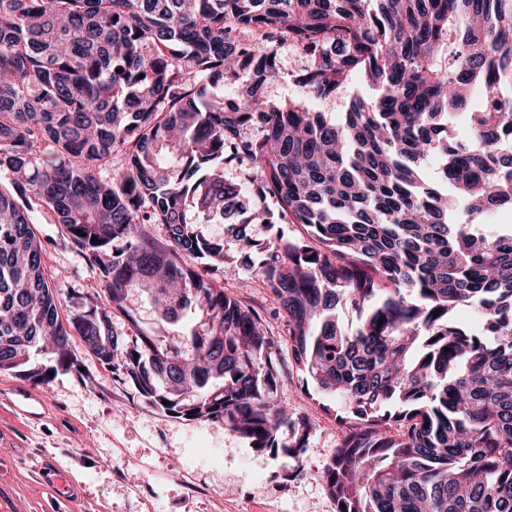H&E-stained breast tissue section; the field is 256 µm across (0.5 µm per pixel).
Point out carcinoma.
Returning <instances> with one entry per match:
<instances>
[{"label":"carcinoma","mask_w":512,"mask_h":512,"mask_svg":"<svg viewBox=\"0 0 512 512\" xmlns=\"http://www.w3.org/2000/svg\"><path fill=\"white\" fill-rule=\"evenodd\" d=\"M285 45L306 60L302 96L271 100ZM353 79L376 95L342 123L308 105ZM475 100L469 140L448 143ZM1 171L0 371L49 383L75 331L166 415L304 474L313 427L278 400L279 344L195 269L230 263L207 226L231 215L238 249L260 248L250 226L274 225L273 199L304 235L265 247L258 276L299 370L336 400L345 435L319 473L336 512H512V233L476 223L512 205V0H0ZM36 206L105 285L66 321ZM134 288L184 332L142 327ZM460 305L477 326L452 319ZM116 312L135 336L100 349Z\"/></svg>","instance_id":"1"}]
</instances>
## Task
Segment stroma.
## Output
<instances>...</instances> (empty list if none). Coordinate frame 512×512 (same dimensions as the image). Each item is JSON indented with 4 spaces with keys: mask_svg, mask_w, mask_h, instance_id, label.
<instances>
[{
    "mask_svg": "<svg viewBox=\"0 0 512 512\" xmlns=\"http://www.w3.org/2000/svg\"><path fill=\"white\" fill-rule=\"evenodd\" d=\"M31 218L60 314L71 316L104 285L61 225L38 209ZM225 249L237 262L205 276L257 310L285 352L278 397L314 428L304 475L221 424L166 416L75 335L49 384L0 371V512H336L318 478L343 438L336 414L323 409L324 395L302 387L286 314L256 275L262 253L238 255L230 238ZM47 461L67 476L66 489L42 481Z\"/></svg>",
    "mask_w": 512,
    "mask_h": 512,
    "instance_id": "stroma-1",
    "label": "stroma"
}]
</instances>
